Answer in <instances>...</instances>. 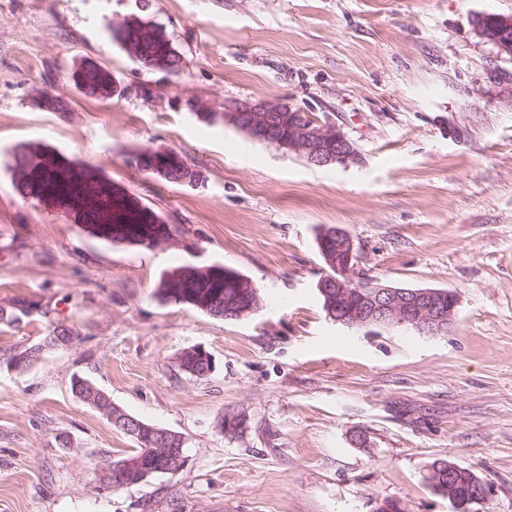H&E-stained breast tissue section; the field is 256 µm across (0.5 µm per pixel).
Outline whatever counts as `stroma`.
<instances>
[{"label":"stroma","mask_w":512,"mask_h":512,"mask_svg":"<svg viewBox=\"0 0 512 512\" xmlns=\"http://www.w3.org/2000/svg\"><path fill=\"white\" fill-rule=\"evenodd\" d=\"M481 13L512 16V0H0V309H34L0 321V512H454L426 481L441 457L490 485L479 512H512V58L478 36ZM135 16L163 29L181 75L112 41ZM85 59L119 94L69 81ZM46 91L71 111L36 107ZM193 97L288 103L360 159L309 164L198 120ZM30 142L101 168L186 225L183 242L111 244L22 199L10 155ZM145 148L180 152L203 184L140 173ZM323 227L351 235L366 279L456 292L447 334L331 321ZM214 263L256 284V312L159 299L164 272ZM61 325L73 342L7 368ZM194 345L213 362L200 377L178 361ZM76 376L181 433L183 471L104 488L101 466L134 442Z\"/></svg>","instance_id":"obj_1"}]
</instances>
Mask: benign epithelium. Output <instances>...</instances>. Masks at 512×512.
<instances>
[{
    "label": "benign epithelium",
    "mask_w": 512,
    "mask_h": 512,
    "mask_svg": "<svg viewBox=\"0 0 512 512\" xmlns=\"http://www.w3.org/2000/svg\"><path fill=\"white\" fill-rule=\"evenodd\" d=\"M493 19L496 21L494 29L486 31L478 25L476 31L482 39L495 44L500 53L511 55L512 41L507 39V33L512 32V17L495 15ZM286 111L288 104L283 102L242 101L225 110L224 121L258 141L295 151L316 166L332 163L348 165L359 159L354 143L342 131L330 125L295 122L288 129V137L272 138L275 113ZM43 204L71 220L74 214L81 215L90 209L88 205L80 207L61 198L45 199ZM319 250L327 270L318 280L316 288L330 300L355 299L354 306L345 315H336L335 322L349 326H405L433 335L448 332L459 303L455 292L408 288L356 278L357 249L351 235L339 227L320 233ZM116 424L124 427L133 437L148 440L149 446L155 448L154 457L149 462L138 457L118 465L123 471V485L145 482L159 473L177 474L183 470L186 462L182 453L184 441L177 434L165 428L146 425L127 414ZM460 473L469 475L476 493L472 499L463 501L455 494L454 487H448L444 497L454 505L456 512H463L471 505H481L490 495L489 485L472 470L448 462V480H453Z\"/></svg>",
    "instance_id": "benign-epithelium-1"
}]
</instances>
